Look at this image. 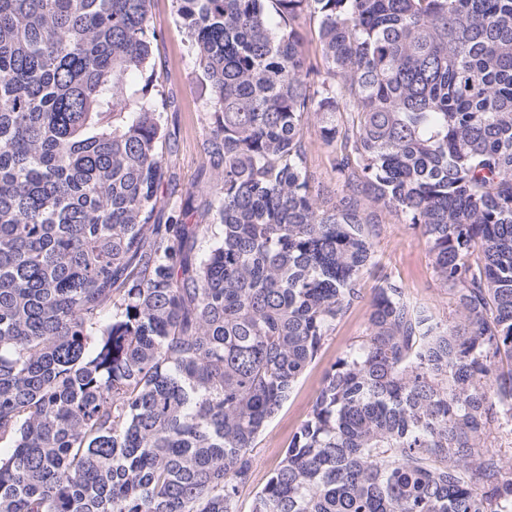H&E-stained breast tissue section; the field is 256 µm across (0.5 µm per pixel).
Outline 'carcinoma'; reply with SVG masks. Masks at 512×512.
<instances>
[{
    "mask_svg": "<svg viewBox=\"0 0 512 512\" xmlns=\"http://www.w3.org/2000/svg\"><path fill=\"white\" fill-rule=\"evenodd\" d=\"M150 2L0 0V512H238L368 276L366 336L251 512H512V0H174L209 93L198 203ZM385 212L454 314L379 264ZM311 137L314 141L312 153H311V170L314 172L315 179L321 185L328 187L329 190L334 189L336 187V178L331 172L327 161H326V151L322 147H320L319 142L317 141L314 128H311Z\"/></svg>",
    "mask_w": 512,
    "mask_h": 512,
    "instance_id": "1",
    "label": "carcinoma"
}]
</instances>
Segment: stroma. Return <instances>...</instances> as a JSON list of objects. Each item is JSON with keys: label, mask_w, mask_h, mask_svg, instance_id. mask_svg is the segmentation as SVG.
Listing matches in <instances>:
<instances>
[{"label": "stroma", "mask_w": 512, "mask_h": 512, "mask_svg": "<svg viewBox=\"0 0 512 512\" xmlns=\"http://www.w3.org/2000/svg\"><path fill=\"white\" fill-rule=\"evenodd\" d=\"M151 23L158 38L151 45L149 67L155 87L167 100L164 125L174 133L176 147L170 166L180 190H208L202 143L208 133L209 102L201 92L194 59L176 22L173 0H153ZM379 263L401 283L407 295L429 305L438 315L455 309L453 295L438 283L426 239L421 230L390 213L376 239ZM369 308H352L324 342L295 384L288 400L267 423L251 450L253 473L249 491L239 500V512H251L253 494L261 490L280 466L285 448L305 420L320 389L325 372L351 345L366 334Z\"/></svg>", "instance_id": "1"}]
</instances>
